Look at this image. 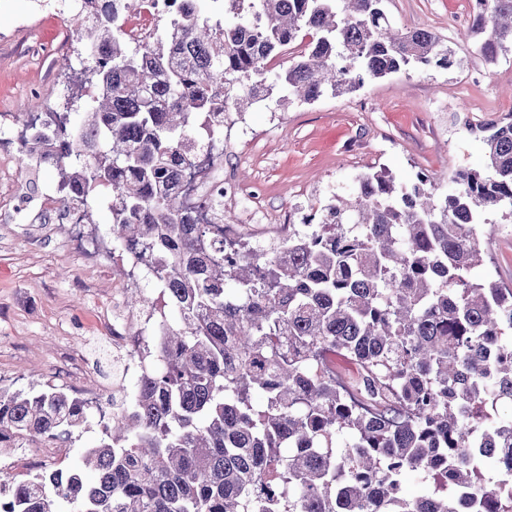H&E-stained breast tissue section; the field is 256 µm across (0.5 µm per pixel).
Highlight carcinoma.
<instances>
[{"label": "carcinoma", "mask_w": 512, "mask_h": 512, "mask_svg": "<svg viewBox=\"0 0 512 512\" xmlns=\"http://www.w3.org/2000/svg\"><path fill=\"white\" fill-rule=\"evenodd\" d=\"M131 0H108L76 37L107 56L83 71L79 116L27 121L35 147L97 220L112 191V252L169 307L145 349L135 402L111 396L78 465L6 485L0 512H512V288L479 275L486 215L512 220V113L478 128L483 170L444 193L431 177H357L270 248L184 210L177 183L220 140L219 105L311 104L367 81L452 65L442 38L399 30L385 0H187L123 51ZM467 36L490 61L512 47V0L474 5ZM304 51L268 79L276 51ZM86 400L47 384L0 387V453L85 429ZM416 476L432 491L408 498Z\"/></svg>", "instance_id": "carcinoma-1"}]
</instances>
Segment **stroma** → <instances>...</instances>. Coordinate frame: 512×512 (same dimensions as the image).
<instances>
[{
    "label": "stroma",
    "instance_id": "1",
    "mask_svg": "<svg viewBox=\"0 0 512 512\" xmlns=\"http://www.w3.org/2000/svg\"><path fill=\"white\" fill-rule=\"evenodd\" d=\"M401 29L428 28L448 44V69H416L328 95L312 104L272 108L259 103L230 118L244 133L224 147L235 178L261 200L275 221L300 202L301 192L327 201L348 193L356 177L373 169L409 179L423 171L440 186L458 167L483 169L485 146L475 126L512 113V50L487 63L463 33L467 0H388ZM92 58L76 42L71 21L37 11L36 0H0V111L26 122L46 108L62 110L63 87L78 91ZM20 183L31 201L22 218L0 221V365L16 389L43 384L52 365L80 353L95 372L102 397L132 388L111 345L99 338V307L128 284L122 263L85 265L60 249L65 234L37 244L50 226L41 202L57 185L51 168L0 154V196ZM492 281L512 286V223H497L485 242Z\"/></svg>",
    "mask_w": 512,
    "mask_h": 512
}]
</instances>
